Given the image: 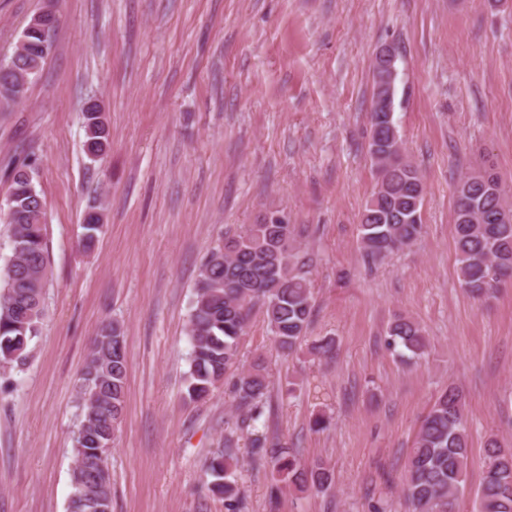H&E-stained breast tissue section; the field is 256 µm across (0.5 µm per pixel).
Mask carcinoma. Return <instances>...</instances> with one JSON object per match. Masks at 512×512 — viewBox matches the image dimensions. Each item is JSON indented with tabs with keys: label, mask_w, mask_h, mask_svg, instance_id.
<instances>
[{
	"label": "carcinoma",
	"mask_w": 512,
	"mask_h": 512,
	"mask_svg": "<svg viewBox=\"0 0 512 512\" xmlns=\"http://www.w3.org/2000/svg\"><path fill=\"white\" fill-rule=\"evenodd\" d=\"M58 22L44 29L28 22L21 33L23 44L0 62V87L15 86L23 78H39L49 54L41 45L51 42ZM373 95L369 113L367 152L376 172L374 189L359 218V239L366 257L380 261L413 245L422 235L424 184L418 168L407 159L394 116L376 109L377 99L387 96L395 109L396 87L381 89L382 72L372 67ZM85 155L93 161L109 148V131L101 115L83 113ZM32 162L14 165L8 172L9 192L4 221L9 226L11 256L0 269V363L19 362L34 338L40 335L43 289L47 275L45 198L37 190ZM492 172L484 169L464 174L454 190L455 246L461 287L474 298L494 297L501 281L512 276V220L495 224L497 214L512 216L502 181L489 183ZM272 212L263 224H248L229 235L209 252L200 271L189 316L188 397L210 396L238 362L240 342L250 313L257 304L279 348L294 351L305 339L313 313V295L305 270L307 262L293 246L289 224H279ZM103 227L95 207L83 216L81 244L89 249ZM387 345L401 348L407 359L425 354L429 342L420 325L405 317L387 329ZM92 359H87L78 378L83 420L73 439L74 457L89 459L82 479L95 487L93 494L112 498V487L100 490L98 462L92 449L106 440L107 427L97 412L86 384ZM125 347L112 349V374L99 385L98 400L112 416L123 413L126 395ZM270 376L264 359L256 357L241 371L233 386L237 409L252 421L261 416V404L269 391ZM251 448L257 460L272 465L278 483L300 490L323 492L334 483L333 471L322 463L299 464L288 449L262 434ZM231 456L207 463L211 491L224 496L227 512H236L240 489ZM469 459V434L462 392L450 385L434 401L422 420L414 448L406 463L402 497L406 512H457ZM477 512H512V449L496 440L488 443L485 474L476 494Z\"/></svg>",
	"instance_id": "1"
}]
</instances>
